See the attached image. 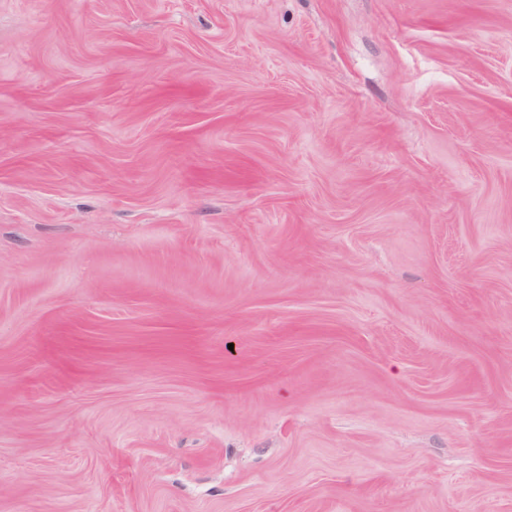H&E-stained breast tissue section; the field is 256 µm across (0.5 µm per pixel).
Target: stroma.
<instances>
[{"label":"stroma","instance_id":"35a3bbf8","mask_svg":"<svg viewBox=\"0 0 512 512\" xmlns=\"http://www.w3.org/2000/svg\"><path fill=\"white\" fill-rule=\"evenodd\" d=\"M0 512H512V0H0Z\"/></svg>","mask_w":512,"mask_h":512}]
</instances>
